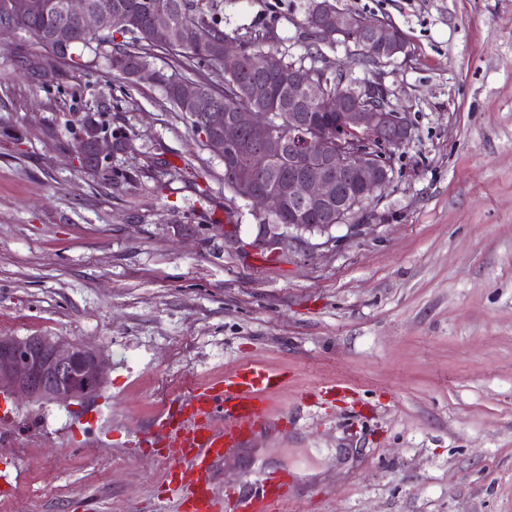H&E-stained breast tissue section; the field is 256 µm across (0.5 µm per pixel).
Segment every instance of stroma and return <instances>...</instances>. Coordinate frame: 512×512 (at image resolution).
Segmentation results:
<instances>
[{"label": "stroma", "instance_id": "35a3bbf8", "mask_svg": "<svg viewBox=\"0 0 512 512\" xmlns=\"http://www.w3.org/2000/svg\"><path fill=\"white\" fill-rule=\"evenodd\" d=\"M307 4L219 8L226 32L272 28L298 57ZM339 5L409 36V56L369 70L344 44L321 52L386 88L412 137L359 223L278 249L159 87L0 35V333L110 361L94 401L0 400V431L26 443H0L14 486L0 512H174L167 459L132 442L245 362L288 382L273 427L225 459L228 490L283 471L287 512H512V0ZM89 113L129 138L111 167L132 182L73 165ZM330 381L343 392L324 393Z\"/></svg>", "mask_w": 512, "mask_h": 512}]
</instances>
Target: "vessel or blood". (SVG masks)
Segmentation results:
<instances>
[{
	"mask_svg": "<svg viewBox=\"0 0 512 512\" xmlns=\"http://www.w3.org/2000/svg\"><path fill=\"white\" fill-rule=\"evenodd\" d=\"M284 383V373L246 362L174 400L153 423L143 443L169 461L165 494L176 512H224V457L269 425L268 399ZM287 484L286 474L262 475L253 489L235 493V512H283Z\"/></svg>",
	"mask_w": 512,
	"mask_h": 512,
	"instance_id": "obj_1",
	"label": "vessel or blood"
}]
</instances>
